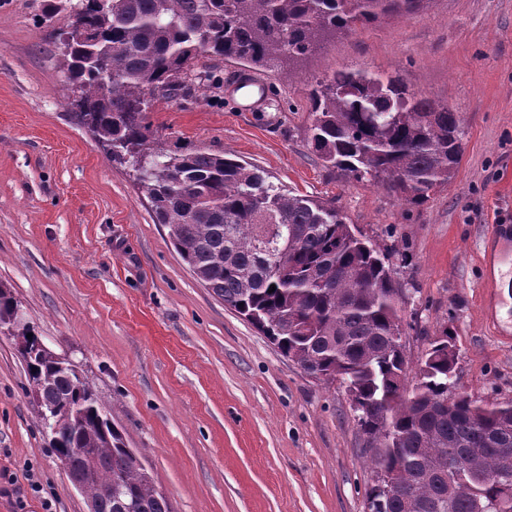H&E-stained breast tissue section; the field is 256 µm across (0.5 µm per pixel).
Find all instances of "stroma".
Returning a JSON list of instances; mask_svg holds the SVG:
<instances>
[{
	"mask_svg": "<svg viewBox=\"0 0 512 512\" xmlns=\"http://www.w3.org/2000/svg\"><path fill=\"white\" fill-rule=\"evenodd\" d=\"M48 0H0V283L53 352L68 355L122 428L172 512H367L377 480L345 388L315 380L204 288L154 223L130 169L67 119ZM367 68L461 112L464 154L423 205L325 169L307 144L308 92ZM208 80L153 102L169 147L204 146L294 195L335 199L389 250L403 288L406 383L451 330L460 392L512 399V0H434L424 14L331 41L292 83L261 70L266 103H240L249 65L203 59ZM48 447L25 363L0 333V512H86Z\"/></svg>",
	"mask_w": 512,
	"mask_h": 512,
	"instance_id": "obj_1",
	"label": "stroma"
}]
</instances>
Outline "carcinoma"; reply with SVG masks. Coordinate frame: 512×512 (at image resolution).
Segmentation results:
<instances>
[{
	"instance_id": "obj_1",
	"label": "carcinoma",
	"mask_w": 512,
	"mask_h": 512,
	"mask_svg": "<svg viewBox=\"0 0 512 512\" xmlns=\"http://www.w3.org/2000/svg\"><path fill=\"white\" fill-rule=\"evenodd\" d=\"M433 0H88L85 38L64 44L74 125L126 165L161 158L138 179L154 223L197 281L243 316L303 371L350 384L351 404L376 470L377 512H512V400L471 396L451 410L448 374L458 352L446 331L429 343L419 380L405 391L410 358L398 344L401 292L386 255L348 222L334 199L292 195L267 173L204 147L171 152L148 120L145 97L186 96L195 63L219 58L254 68L297 63L342 35L426 12ZM308 144L323 165L380 184L411 205L448 186L463 147L461 113L362 69L324 73L308 93ZM274 292H268L271 286ZM0 283V325L19 348L29 382L64 423L50 443L70 468L96 459L83 495L100 512H172L133 449L75 368L38 348L35 327ZM32 337H27V334Z\"/></svg>"
}]
</instances>
